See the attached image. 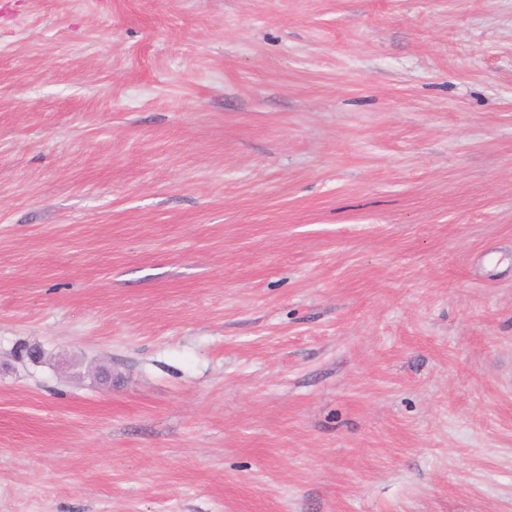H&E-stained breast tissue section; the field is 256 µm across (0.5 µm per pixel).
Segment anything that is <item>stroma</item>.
I'll return each mask as SVG.
<instances>
[{
    "label": "stroma",
    "instance_id": "35a3bbf8",
    "mask_svg": "<svg viewBox=\"0 0 512 512\" xmlns=\"http://www.w3.org/2000/svg\"><path fill=\"white\" fill-rule=\"evenodd\" d=\"M0 512H512V0H0Z\"/></svg>",
    "mask_w": 512,
    "mask_h": 512
}]
</instances>
